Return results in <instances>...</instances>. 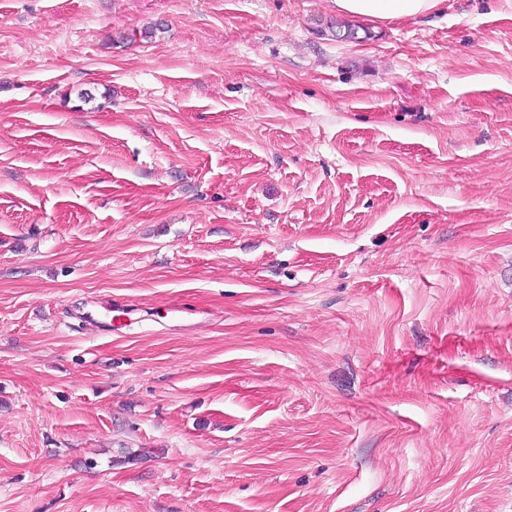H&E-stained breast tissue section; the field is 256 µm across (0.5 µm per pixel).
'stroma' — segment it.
<instances>
[{"instance_id":"stroma-1","label":"stroma","mask_w":512,"mask_h":512,"mask_svg":"<svg viewBox=\"0 0 512 512\" xmlns=\"http://www.w3.org/2000/svg\"><path fill=\"white\" fill-rule=\"evenodd\" d=\"M337 18L0 0V512H512V0Z\"/></svg>"}]
</instances>
